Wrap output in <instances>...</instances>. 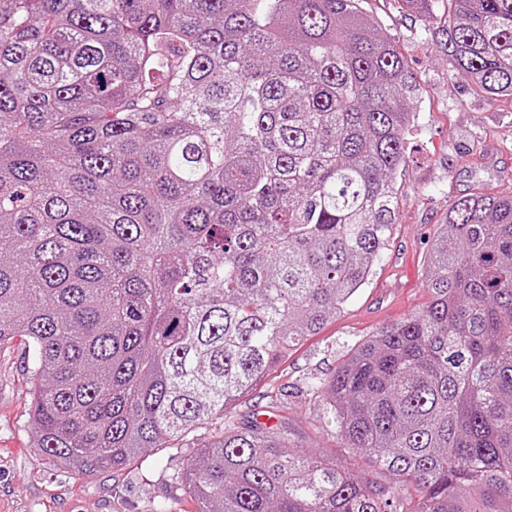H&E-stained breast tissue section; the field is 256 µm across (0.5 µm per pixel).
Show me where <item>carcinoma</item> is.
Wrapping results in <instances>:
<instances>
[{"instance_id":"1","label":"carcinoma","mask_w":512,"mask_h":512,"mask_svg":"<svg viewBox=\"0 0 512 512\" xmlns=\"http://www.w3.org/2000/svg\"><path fill=\"white\" fill-rule=\"evenodd\" d=\"M368 0H0V346L71 472L197 445L196 512H387L228 410L365 286L421 86ZM476 95L512 97V0H401ZM430 301L308 391L415 485L399 512H512V190L457 199Z\"/></svg>"}]
</instances>
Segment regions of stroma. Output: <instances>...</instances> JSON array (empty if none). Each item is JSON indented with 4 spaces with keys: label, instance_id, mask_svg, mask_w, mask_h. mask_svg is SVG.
Here are the masks:
<instances>
[{
    "label": "stroma",
    "instance_id": "stroma-1",
    "mask_svg": "<svg viewBox=\"0 0 512 512\" xmlns=\"http://www.w3.org/2000/svg\"><path fill=\"white\" fill-rule=\"evenodd\" d=\"M367 9L395 36L423 88L406 136L399 220L369 283L229 413L270 426L286 421L295 443L336 459L404 503L415 497L413 485L345 448L314 407L307 384L315 376L330 377L355 342L427 304L428 244L458 197L478 186L512 188V99L472 94L451 76L427 22L408 14L399 0H370ZM31 365L23 337L0 348V512H195L173 478L192 449L166 448L119 472L92 476L42 457L26 423ZM274 397L281 406L273 410Z\"/></svg>",
    "mask_w": 512,
    "mask_h": 512
}]
</instances>
